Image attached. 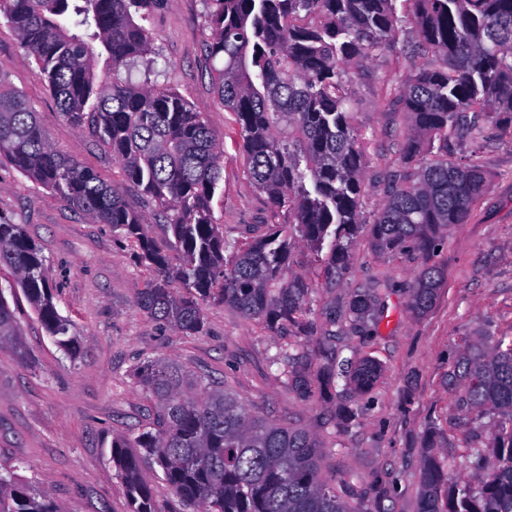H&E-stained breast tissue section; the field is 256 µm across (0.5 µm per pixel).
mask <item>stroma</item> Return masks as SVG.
Listing matches in <instances>:
<instances>
[{
  "label": "stroma",
  "instance_id": "stroma-1",
  "mask_svg": "<svg viewBox=\"0 0 512 512\" xmlns=\"http://www.w3.org/2000/svg\"><path fill=\"white\" fill-rule=\"evenodd\" d=\"M147 28L153 32L154 65L125 72L135 84L171 89L198 105L223 139L222 191L213 216L224 234L237 238L244 225L273 224L267 197L245 174L234 117L219 102L205 44L210 34L205 0H165ZM0 65L22 91L52 146L120 185L128 203L143 207L135 188L103 146L93 144L62 116L47 85L33 73L14 30L0 23ZM408 61L389 52L351 69L355 121L369 159L365 214L386 197L384 176L400 165L410 126L399 99ZM478 159L488 186L468 223L455 225L436 258L444 282L433 308L422 317L408 307L417 263L372 251L367 233L352 249L342 288L317 289L314 319L343 304L349 290L375 278L396 286L386 300L378 336L352 337L349 350L375 358L382 375L349 429L335 424L334 404L301 400L269 358L288 344L256 320L224 305H204L201 335L185 336L140 311L136 300L154 273L138 264L132 242L113 236L72 209L51 190L0 165V217L24 225L47 260L54 302L73 325L76 358L53 343L22 291L14 300L29 361L0 344V468L17 469L34 492L63 512H128L112 463L115 439L130 437L151 418L153 403L138 387L134 367L170 359L239 393L262 417L306 429L323 452L322 476L362 512H420L422 459L434 452L452 474L474 473L472 448L487 429L458 425L459 411L444 378L464 341L486 332L512 336V128L485 144Z\"/></svg>",
  "mask_w": 512,
  "mask_h": 512
}]
</instances>
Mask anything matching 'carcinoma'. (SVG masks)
Returning a JSON list of instances; mask_svg holds the SVG:
<instances>
[{"label":"carcinoma","instance_id":"obj_1","mask_svg":"<svg viewBox=\"0 0 512 512\" xmlns=\"http://www.w3.org/2000/svg\"><path fill=\"white\" fill-rule=\"evenodd\" d=\"M159 0H0V17L16 32L53 93L63 117L106 146L127 183L159 211L163 239L97 170L59 154L29 101L0 67V163L51 189L70 206L131 240L154 278L136 306L187 336L204 330L202 306L222 303L284 336H320L315 348L287 345L271 358L303 398L340 397L345 420L354 398L381 375L370 356L345 370L339 343L378 335L380 306L392 288L373 279L331 308L321 326L308 318L311 295L333 288L351 264L353 243L368 229L378 254L420 260L409 310L426 315L444 273L434 261L440 239L467 223L487 177L476 158L455 150L489 139L487 121L512 124V0H411L404 18L395 0H207L206 51L219 61L212 82L235 116L247 177L270 201L276 224L224 236L212 201L222 178L218 135L203 112L156 85H134L122 71L148 58L152 33L142 22ZM410 26L417 42L399 45ZM401 46L427 64L402 81L411 118L403 147L408 170L394 176L371 223L362 218L368 156L354 124L348 72ZM302 245L321 259L322 283L293 270ZM180 254L171 261L170 252ZM0 266L10 268L56 346L77 356L71 323L53 302L45 257L25 225L0 218ZM180 283L181 294L172 288ZM28 358L0 286V344ZM134 377L155 404L153 423L111 456L130 512H162L143 475L160 468L182 512H363L321 476L319 443L307 431L254 414L237 393L182 365L147 360ZM345 388L336 391L338 380ZM445 384L472 423L488 420L493 456L477 450L478 471L453 476L444 460L422 462L421 512H512V340L491 332L466 344ZM0 512H61L13 470L0 469Z\"/></svg>","mask_w":512,"mask_h":512}]
</instances>
